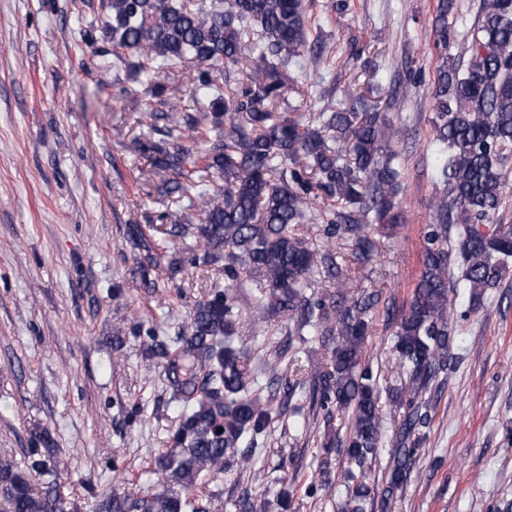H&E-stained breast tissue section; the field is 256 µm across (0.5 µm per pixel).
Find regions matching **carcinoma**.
<instances>
[{
  "label": "carcinoma",
  "instance_id": "obj_1",
  "mask_svg": "<svg viewBox=\"0 0 512 512\" xmlns=\"http://www.w3.org/2000/svg\"><path fill=\"white\" fill-rule=\"evenodd\" d=\"M101 7L115 55L136 57L133 76L153 83L158 94L170 91L160 101L164 109L149 113L152 124L161 122L168 136L189 141L169 148L137 140L132 150L151 154L158 170L172 174L164 183L171 192L200 161L224 176V189L202 188L190 201L201 223L166 229L172 237L194 232L203 245L170 258L168 270L175 275L186 267H217L224 285L212 286L193 304L173 344L148 329L154 349L144 369L161 368L175 412L168 448L152 462L160 490L132 483L104 500L100 512H210L199 495L202 480L250 467L283 376L270 363L260 383L250 350L237 339L241 313L234 285L245 278L254 284L255 322L281 318L306 342L334 343L331 356L310 367V396L328 422L333 407L351 416L345 451L357 470L344 473L342 512H365L369 464L386 429L380 374L365 352L368 316L380 297L359 291L351 275L341 274L333 245L349 239L365 258L373 251L367 226L401 223V171L384 139V116L275 111L290 89L283 68L306 46L304 0H102ZM451 9L452 0H438L432 21L440 59L432 124L444 188L424 229L421 275L392 332L400 385L391 397L404 415L392 438L386 502L403 491L421 453L426 395L456 362L450 296L462 285L496 287L512 261V224L493 222L512 171V0H482L463 68L448 57ZM245 58L252 62L250 73L232 88L231 74ZM185 65L192 71L187 108L180 89L161 83V73ZM316 188L333 201L318 212ZM315 212L328 244L320 257L299 229ZM127 236L141 250L139 272L149 277L166 251L139 224L127 225ZM454 241L462 258L458 278L451 269ZM322 278L332 286L318 288ZM51 446L44 432L25 468L0 463L8 512H65ZM235 507L268 512L269 502L244 486Z\"/></svg>",
  "mask_w": 512,
  "mask_h": 512
}]
</instances>
